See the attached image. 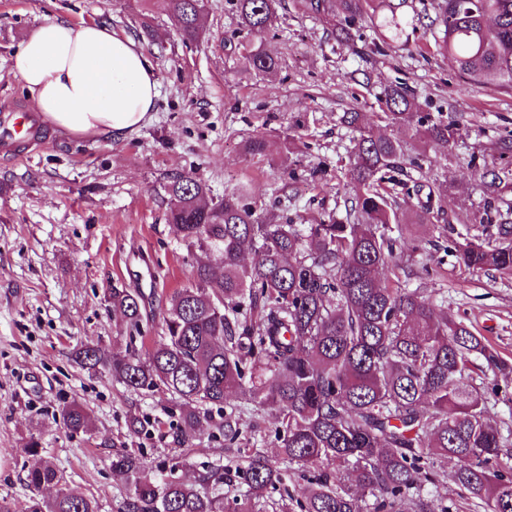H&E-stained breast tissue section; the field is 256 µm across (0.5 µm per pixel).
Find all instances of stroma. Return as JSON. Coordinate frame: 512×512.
<instances>
[{
	"label": "stroma",
	"mask_w": 512,
	"mask_h": 512,
	"mask_svg": "<svg viewBox=\"0 0 512 512\" xmlns=\"http://www.w3.org/2000/svg\"><path fill=\"white\" fill-rule=\"evenodd\" d=\"M60 15L77 27L107 24L142 47L159 96L132 135L77 138L44 124V146L0 152V501L13 512L28 506L33 436L71 490L97 498L99 512H113L125 491L109 468L117 445L139 449L153 472L180 463L187 481L215 460L235 467L249 453L276 458L271 412L241 392L226 402L239 414L238 440L208 428L186 447L170 395L128 392L81 368L72 352L83 342L108 354L125 348V325L107 298L115 287L144 294L136 348L159 340L160 304L190 283L193 263L168 220L165 186L174 176H198L215 200L248 186L257 212L281 223L344 220L354 194L344 172L357 134L340 118L351 110L405 143L399 164L408 167L421 150L414 131L374 117L376 96L391 83H407L423 111L448 115L459 128L447 152L430 154L406 179L421 188L445 179L450 190L442 219L403 227L396 262L409 273L405 285L438 312L469 320L512 361V277L465 271L448 248L452 232H482L480 173L512 135V90L467 89L452 60L436 52L428 21L407 47L380 53L373 31L338 43L295 0H281L253 35L242 30L234 0H204L203 36L194 43L182 41L166 0H0V107L29 110L11 60L26 33ZM257 45L278 57L275 75L246 65ZM289 135L298 142L288 155ZM254 138L265 141V155L247 152ZM72 402L89 408V431L63 425L59 410ZM135 418L146 423L142 434L129 432Z\"/></svg>",
	"instance_id": "1"
}]
</instances>
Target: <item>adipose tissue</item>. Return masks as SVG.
Masks as SVG:
<instances>
[{"label": "adipose tissue", "mask_w": 512, "mask_h": 512, "mask_svg": "<svg viewBox=\"0 0 512 512\" xmlns=\"http://www.w3.org/2000/svg\"><path fill=\"white\" fill-rule=\"evenodd\" d=\"M12 70L34 111L73 137L134 133L159 95L145 51L102 24L77 27L63 18L40 24L14 54Z\"/></svg>", "instance_id": "1"}]
</instances>
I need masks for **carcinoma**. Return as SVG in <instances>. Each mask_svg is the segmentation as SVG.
Returning a JSON list of instances; mask_svg holds the SVG:
<instances>
[{"instance_id": "cac0c4a2", "label": "carcinoma", "mask_w": 512, "mask_h": 512, "mask_svg": "<svg viewBox=\"0 0 512 512\" xmlns=\"http://www.w3.org/2000/svg\"><path fill=\"white\" fill-rule=\"evenodd\" d=\"M279 0H236L240 26L262 32ZM303 12L321 17L341 42L370 21L387 32L378 51L399 43L420 21L403 5L384 0H299ZM185 41L201 36L203 0H168ZM432 24L441 27L439 50L456 64L473 89H512V0H436ZM258 74H272L279 60L258 46L245 56ZM389 123L415 131L423 148L448 149L454 120L420 111L403 83L379 97ZM342 122L358 133L348 176L357 193L346 221L280 224L260 217L243 191L211 204L206 184L190 174L166 187L169 222L190 252L205 258L193 266L189 285L174 292L163 313V336L145 353L126 349L107 355L83 344L74 353L81 367L105 372L126 390L162 391L178 400L180 437L188 444L202 421L199 406L216 409L218 429L234 441L239 422L224 410L229 392L275 412L279 456L306 482L299 512H429L424 487L437 469L482 512H512V425L490 422L487 371L512 376V362L463 320L439 314L400 276L382 279L394 263V229L407 223L383 186L398 168L401 143L375 133L360 112ZM502 166L481 172L487 208L512 190V139L497 146ZM448 180L428 187L425 213L442 208ZM485 237L453 241L459 262L472 272L495 270L512 277V224H486ZM112 311L131 333L142 321L139 291L112 289ZM272 376L264 377V371ZM72 432L89 430L86 406L60 410ZM34 464L26 475V512H99L95 499L76 493L30 437ZM112 472L126 482L115 512H254L253 499L281 481L278 461L249 456L233 471L208 465L194 481L146 471L126 449L112 453ZM241 480V497L223 486ZM47 486L53 498L43 497Z\"/></svg>"}]
</instances>
